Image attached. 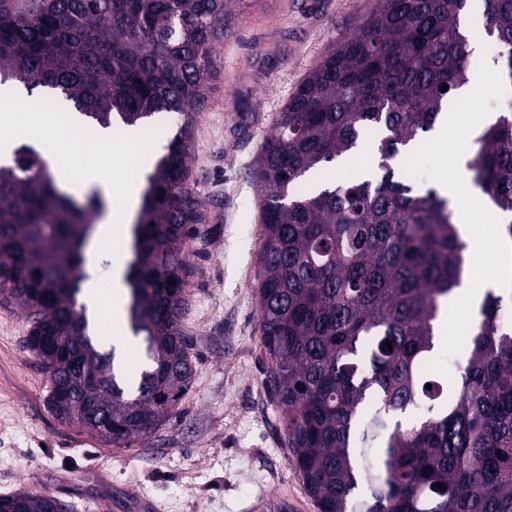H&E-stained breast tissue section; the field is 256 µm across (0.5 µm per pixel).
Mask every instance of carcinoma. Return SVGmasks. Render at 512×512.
Segmentation results:
<instances>
[{
	"mask_svg": "<svg viewBox=\"0 0 512 512\" xmlns=\"http://www.w3.org/2000/svg\"><path fill=\"white\" fill-rule=\"evenodd\" d=\"M226 5L0 0V85L51 90L38 105L61 93L88 132L116 118L134 127L184 116L145 175L130 227L122 284L145 355L136 374L79 301L106 201L94 191L78 203L25 143L0 165V302L26 311L56 419L108 446L152 435L193 382L181 313L187 244L204 216L189 183L191 110L229 31ZM467 9L468 0H376L288 99L259 155L267 382L319 512H512V328L498 323L502 296L486 293L456 382L425 370L468 276L467 242L448 199L395 179L396 157L413 152L471 81ZM484 15L512 86V0H485ZM370 130L381 134L373 172L325 178ZM465 172L512 215V118L475 139ZM53 500L1 495L0 512H49Z\"/></svg>",
	"mask_w": 512,
	"mask_h": 512,
	"instance_id": "obj_1",
	"label": "carcinoma"
}]
</instances>
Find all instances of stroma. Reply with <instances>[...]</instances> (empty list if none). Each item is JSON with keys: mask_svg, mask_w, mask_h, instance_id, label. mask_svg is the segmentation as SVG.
<instances>
[{"mask_svg": "<svg viewBox=\"0 0 512 512\" xmlns=\"http://www.w3.org/2000/svg\"><path fill=\"white\" fill-rule=\"evenodd\" d=\"M375 0H256L232 4L217 67L193 112L190 184L204 224L188 246L193 275L182 328L194 382L144 440L105 446L61 425L48 374L27 346L23 311L0 304V495L52 493L68 512H258L289 496L318 512L295 470L266 383L258 311L261 186L256 160L289 97L324 57L357 32ZM125 128L110 145L70 141L113 179L129 176Z\"/></svg>", "mask_w": 512, "mask_h": 512, "instance_id": "35a3bbf8", "label": "stroma"}]
</instances>
